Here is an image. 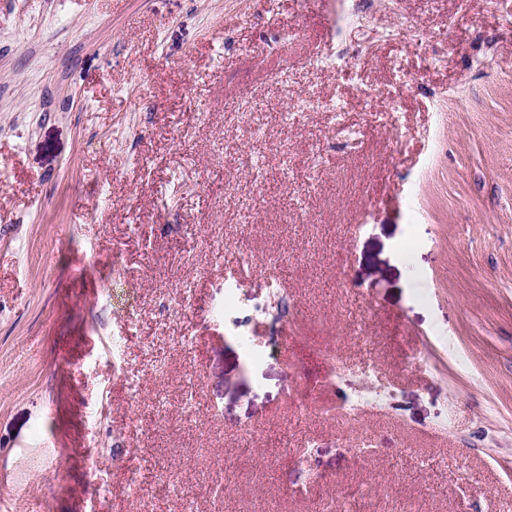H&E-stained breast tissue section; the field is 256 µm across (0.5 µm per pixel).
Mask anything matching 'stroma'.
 <instances>
[{"mask_svg": "<svg viewBox=\"0 0 512 512\" xmlns=\"http://www.w3.org/2000/svg\"><path fill=\"white\" fill-rule=\"evenodd\" d=\"M336 9L0 0L11 512H512V0Z\"/></svg>", "mask_w": 512, "mask_h": 512, "instance_id": "1", "label": "stroma"}]
</instances>
